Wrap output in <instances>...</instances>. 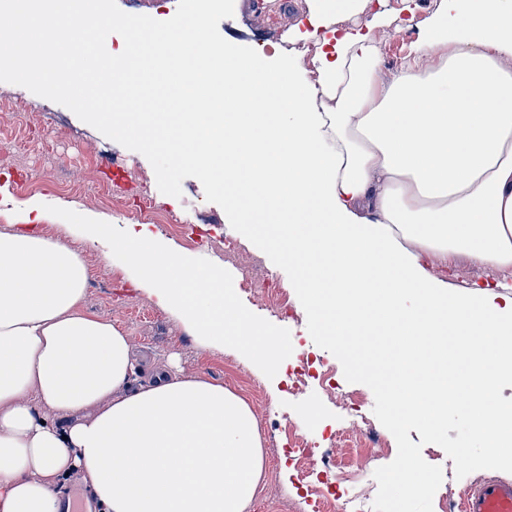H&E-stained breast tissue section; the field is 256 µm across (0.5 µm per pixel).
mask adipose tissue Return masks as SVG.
Masks as SVG:
<instances>
[{
    "mask_svg": "<svg viewBox=\"0 0 512 512\" xmlns=\"http://www.w3.org/2000/svg\"><path fill=\"white\" fill-rule=\"evenodd\" d=\"M0 9L16 19L0 44L52 95L75 92L70 66H137L146 42L118 56L107 33L86 53L59 0ZM200 26L175 22L154 45L153 76L181 109L166 148L287 252L325 335L395 327L402 416L430 433L467 408L500 456L512 406L488 400L512 377V285L452 296L427 260L512 266V0H443L388 81L360 28L327 39L312 84ZM88 280L76 247L0 232V512H62L74 470L99 512H245L264 473L247 402L175 372L131 388L125 335L82 308Z\"/></svg>",
    "mask_w": 512,
    "mask_h": 512,
    "instance_id": "obj_1",
    "label": "adipose tissue"
}]
</instances>
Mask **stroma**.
Wrapping results in <instances>:
<instances>
[{"mask_svg":"<svg viewBox=\"0 0 512 512\" xmlns=\"http://www.w3.org/2000/svg\"><path fill=\"white\" fill-rule=\"evenodd\" d=\"M439 2L385 0L383 16L366 9L338 17L336 25L346 29L374 26L381 71L390 78L400 70L410 43ZM312 8L313 0H109L108 15L115 26L112 44L117 49L132 33L159 35L171 23L193 16L201 21L202 38L232 45L245 56H261L276 69L294 70L296 77L313 82L317 79L315 41L305 35ZM182 191L178 199L162 194L142 154L105 137L66 107L24 87L0 83V231L31 227L52 239L72 241L75 228L46 213V206L54 205L127 231L148 230L156 241L181 255L205 258L225 268L234 281L260 266L271 279L288 285L286 273L247 239H240L238 254L225 256L224 239L235 231L224 211L206 201L197 179H184ZM144 193L152 201L155 219L139 215V197ZM169 215L201 231L209 238V247H191L166 231L160 220ZM82 257L89 269L83 306L125 333L136 360L138 382L148 383L156 370L176 364L183 377L203 378L238 393L251 405L262 438H275V447L263 449V478L246 512H278L280 501L290 502L289 512H314L313 503L298 488L297 472L286 451L289 433H276L275 426L288 425L290 433L327 448L330 432L346 428L348 415L327 399L319 384L289 391L288 368L306 354H317L336 371L342 391L361 394L362 412L367 416L372 413L374 395L365 385L347 382L340 362L313 342L301 303H294L295 317L286 322L270 316L260 295H240L251 312L271 318L275 325H286L291 333L293 353L276 376L269 378L238 351L202 344L177 311L160 304L149 287L138 284L136 275L109 255L105 242L84 243ZM428 268L460 296L491 277L512 284V267L491 274L462 257H435ZM342 455L349 471L343 494L363 493L374 486L376 468L395 459L397 443L381 427L366 446L343 449Z\"/></svg>","mask_w":512,"mask_h":512,"instance_id":"35a3bbf8","label":"stroma"}]
</instances>
